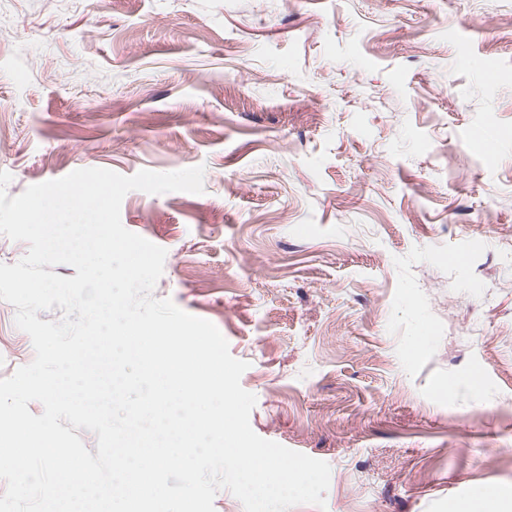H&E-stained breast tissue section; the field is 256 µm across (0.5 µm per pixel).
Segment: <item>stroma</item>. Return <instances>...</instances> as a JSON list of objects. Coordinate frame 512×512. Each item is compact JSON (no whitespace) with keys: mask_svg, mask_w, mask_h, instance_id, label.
Masks as SVG:
<instances>
[{"mask_svg":"<svg viewBox=\"0 0 512 512\" xmlns=\"http://www.w3.org/2000/svg\"><path fill=\"white\" fill-rule=\"evenodd\" d=\"M198 165L121 221L248 362L254 432L330 465L291 512L512 499V0H0L9 195Z\"/></svg>","mask_w":512,"mask_h":512,"instance_id":"35a3bbf8","label":"stroma"}]
</instances>
